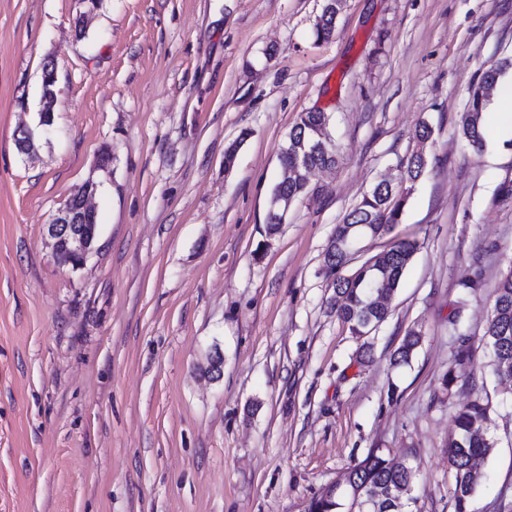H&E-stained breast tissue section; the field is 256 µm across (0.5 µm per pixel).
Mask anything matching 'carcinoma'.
Here are the masks:
<instances>
[{"label":"carcinoma","instance_id":"carcinoma-1","mask_svg":"<svg viewBox=\"0 0 512 512\" xmlns=\"http://www.w3.org/2000/svg\"><path fill=\"white\" fill-rule=\"evenodd\" d=\"M338 12L327 8L315 24L316 41L329 40L336 28ZM512 69V58L505 57L482 70L469 87L466 112L460 133L475 152L483 148L482 114L490 102L497 80ZM330 116L309 111L299 115L280 154L283 170H296L288 182L278 181L271 192L266 224L268 236L277 233L283 214L282 202L307 198L311 189L304 179L308 170L330 168L336 163V148L329 133ZM425 172L420 156H411L398 166V179L392 184L377 182L344 215L335 227L324 258L336 302L332 310L348 325L352 335H369L384 323L389 312L376 303L383 295L394 298L413 255L419 248L415 239L393 232L402 216L414 183ZM390 236L388 244L369 257L348 276L341 270L348 255L366 237ZM482 339L492 354V373L499 386L512 389V267L495 288L493 306ZM421 342V332L410 329L393 353V361L407 364ZM491 419L486 405L472 401L461 405L455 415L454 430L448 435V469L453 476L454 512H474V496L483 484L482 463L495 448L490 436ZM416 471L407 464L394 467L378 448L349 468L336 485V493L319 496L309 512H409L416 502L413 483Z\"/></svg>","mask_w":512,"mask_h":512}]
</instances>
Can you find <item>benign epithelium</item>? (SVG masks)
<instances>
[{
    "label": "benign epithelium",
    "instance_id": "7a95c632",
    "mask_svg": "<svg viewBox=\"0 0 512 512\" xmlns=\"http://www.w3.org/2000/svg\"><path fill=\"white\" fill-rule=\"evenodd\" d=\"M55 90L50 87V79L43 78L42 109L38 112L37 128L49 127L54 122ZM36 128L22 126L16 135V147L20 154L30 156L36 150ZM97 191L96 182L89 180L83 184L80 192L68 199L59 210L55 219L45 225V232L52 242L56 261L73 271L80 270L86 264L94 250L97 238V214L90 199ZM224 353L215 348L210 357L208 376L218 380L223 375Z\"/></svg>",
    "mask_w": 512,
    "mask_h": 512
}]
</instances>
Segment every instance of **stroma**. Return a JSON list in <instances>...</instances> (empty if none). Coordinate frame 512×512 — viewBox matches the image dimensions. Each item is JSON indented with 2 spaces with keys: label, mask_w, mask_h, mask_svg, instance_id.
<instances>
[{
  "label": "stroma",
  "mask_w": 512,
  "mask_h": 512,
  "mask_svg": "<svg viewBox=\"0 0 512 512\" xmlns=\"http://www.w3.org/2000/svg\"><path fill=\"white\" fill-rule=\"evenodd\" d=\"M322 5L0 0V512H308L372 448L416 466L413 512H454L446 445L473 400L496 442L475 512H512V392L482 339L512 268V141L476 154L459 133L482 64L512 57V0H344L320 43ZM49 62L54 123L27 157ZM317 109L337 162L267 236L281 149ZM422 122L397 228L420 248L361 340L324 256ZM89 180L99 231L74 271L45 226ZM421 342V332L410 329L406 332L401 344L393 353V361L396 364H408L416 348Z\"/></svg>",
  "instance_id": "35a3bbf8"
}]
</instances>
